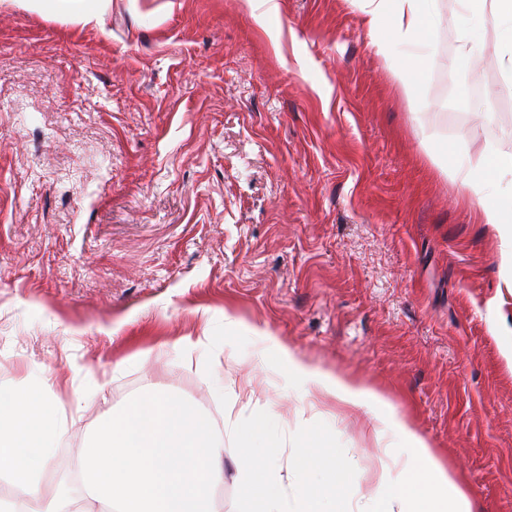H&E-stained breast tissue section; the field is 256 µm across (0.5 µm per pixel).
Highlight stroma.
<instances>
[{"instance_id": "1", "label": "stroma", "mask_w": 512, "mask_h": 512, "mask_svg": "<svg viewBox=\"0 0 512 512\" xmlns=\"http://www.w3.org/2000/svg\"><path fill=\"white\" fill-rule=\"evenodd\" d=\"M112 0L84 28L0 0V384L72 411L53 486L97 421L147 392L275 422L338 474L289 506L386 512L412 460L476 512H512V268L452 148L512 150V84L459 48L441 0L415 96L370 45L365 0ZM381 393L395 421L295 381L255 338ZM204 342L185 353V337ZM224 437L219 512H238Z\"/></svg>"}]
</instances>
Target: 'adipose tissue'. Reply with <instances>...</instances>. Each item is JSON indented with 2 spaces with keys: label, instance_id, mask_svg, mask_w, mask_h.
<instances>
[{
  "label": "adipose tissue",
  "instance_id": "obj_1",
  "mask_svg": "<svg viewBox=\"0 0 512 512\" xmlns=\"http://www.w3.org/2000/svg\"><path fill=\"white\" fill-rule=\"evenodd\" d=\"M16 7L52 15L100 28L112 11V0H11ZM366 24L370 45L376 55L390 58L393 43L423 45L431 27L440 17V0H366ZM462 12L481 7L483 24L496 33L501 50L509 58L505 74L512 79V0H458ZM453 171L463 173L468 194L477 201L483 223L495 225L499 231L504 254L512 264V201L492 200L494 183H512V150L487 143L477 151H453ZM280 359L289 372L301 382L316 381L325 396L370 412L385 410L386 400L371 388L351 378L311 370L288 347L277 346ZM233 432L244 440L247 450L238 461V476L246 493L240 512H288L282 477L277 467L263 463V451L271 447L273 427L268 416L252 413L241 415L233 423ZM402 435L417 469L409 483L398 484L389 501L388 512H410L408 487H415L422 498L434 506L435 512H473L469 497L458 487L449 470L432 454L424 440L409 427Z\"/></svg>",
  "mask_w": 512,
  "mask_h": 512
}]
</instances>
